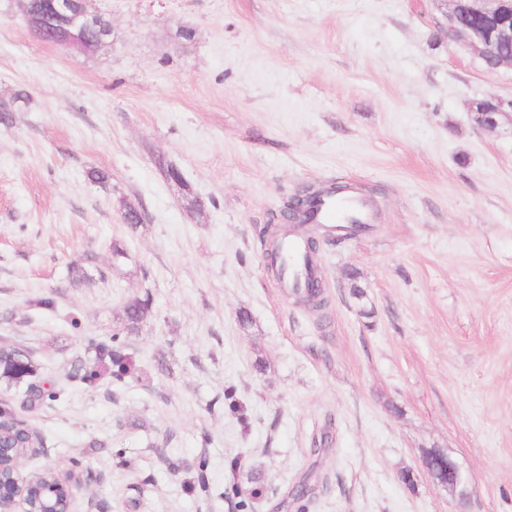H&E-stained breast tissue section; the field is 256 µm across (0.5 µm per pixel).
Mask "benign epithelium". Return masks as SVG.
<instances>
[{
  "instance_id": "7a95c632",
  "label": "benign epithelium",
  "mask_w": 512,
  "mask_h": 512,
  "mask_svg": "<svg viewBox=\"0 0 512 512\" xmlns=\"http://www.w3.org/2000/svg\"><path fill=\"white\" fill-rule=\"evenodd\" d=\"M88 0H43L40 10L31 9V0H17L18 8L33 30L52 28L65 33L60 45L82 50L94 49L106 42L111 32L98 28V15L87 8ZM451 7L446 15L448 43H466L485 62L496 70L504 64H512V52L504 53V47H512V0H449ZM494 107L484 101L471 104L470 113L475 125L481 130L494 133L500 126V117L512 112V99L495 98ZM426 472L438 483L454 493H462L468 476L461 465L447 455L426 454L423 459ZM44 472H24L16 469L12 483L0 480V512H31L28 507V489L43 479ZM79 482L58 477V483L44 490L41 512H59L56 503L58 492L65 494L67 508L72 512V502Z\"/></svg>"
}]
</instances>
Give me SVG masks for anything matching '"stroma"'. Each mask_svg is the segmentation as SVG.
Instances as JSON below:
<instances>
[{
	"label": "stroma",
	"mask_w": 512,
	"mask_h": 512,
	"mask_svg": "<svg viewBox=\"0 0 512 512\" xmlns=\"http://www.w3.org/2000/svg\"><path fill=\"white\" fill-rule=\"evenodd\" d=\"M89 8L112 34L84 52L0 0V101L28 96L0 125V345L64 389L38 409L0 380L45 439L23 471H76L73 512H232L234 477L253 512H512V121L470 113L512 98V65L449 43L446 0ZM336 183L374 218L321 240L317 313L268 274L262 232ZM115 336L129 373L66 379ZM432 449L467 499L423 469ZM489 99L496 103L495 107H488L484 104L485 100H478L471 104L470 113L478 128L488 133H494L500 126V117L505 113L512 112V98L510 100ZM444 458L446 460V475L445 478L436 476L432 468V458ZM423 466L426 472L435 479L438 483L448 488V491L459 493L465 492L468 483V476L466 471L461 465L450 459L446 454L427 453L423 459Z\"/></svg>",
	"instance_id": "obj_1"
}]
</instances>
